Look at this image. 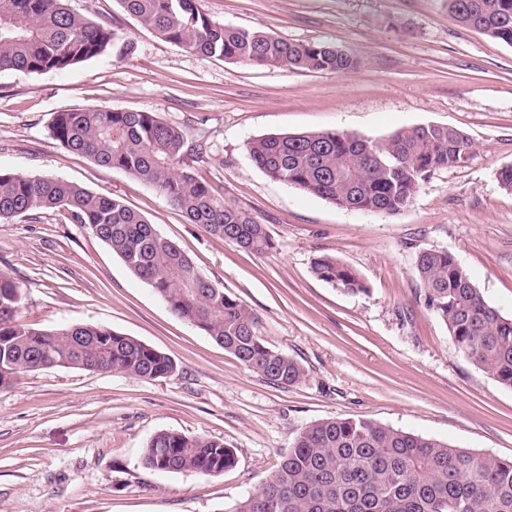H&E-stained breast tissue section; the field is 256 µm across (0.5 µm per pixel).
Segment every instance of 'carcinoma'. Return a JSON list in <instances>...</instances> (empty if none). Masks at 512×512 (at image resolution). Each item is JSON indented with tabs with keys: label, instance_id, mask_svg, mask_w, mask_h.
Segmentation results:
<instances>
[{
	"label": "carcinoma",
	"instance_id": "cac0c4a2",
	"mask_svg": "<svg viewBox=\"0 0 512 512\" xmlns=\"http://www.w3.org/2000/svg\"><path fill=\"white\" fill-rule=\"evenodd\" d=\"M125 13L161 40L202 58L250 66L346 73L350 54L323 43H294L262 27L213 21L198 0H117ZM459 22L512 45V0H448ZM107 51L134 53V42L108 20L74 12L68 0H0V72L43 74L70 69ZM50 136L106 169H119L155 188L191 224L255 252L273 251L264 225L224 202L221 186L182 168L186 137L152 112L106 108L55 113ZM471 149L459 129L417 125L373 140L354 133L267 134L248 143L251 161L268 177L336 206L395 216L421 182L457 167ZM59 209L107 244L171 312L196 326L270 384L302 382L305 370L267 346L259 317L203 276L174 242L121 200L64 179L0 169V219ZM427 307L448 327L458 352L512 390V318L483 297L468 270L445 250L415 256ZM312 274L344 293H365L359 274L319 256ZM16 283L0 277V388L29 371L65 367L117 372L145 380L177 366L139 339L91 324L40 329L20 320ZM149 468L213 476L235 464L223 443L203 435L162 431L147 443ZM225 512H512V458L476 453L366 419L312 422L258 491Z\"/></svg>",
	"mask_w": 512,
	"mask_h": 512
}]
</instances>
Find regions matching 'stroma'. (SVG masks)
Segmentation results:
<instances>
[{
	"mask_svg": "<svg viewBox=\"0 0 512 512\" xmlns=\"http://www.w3.org/2000/svg\"><path fill=\"white\" fill-rule=\"evenodd\" d=\"M135 43L65 71L0 73V168L63 178L122 200L175 242L200 273L260 319L267 345L305 369L281 388L171 313L150 286L64 212L0 220V275L42 329L104 325L177 365L168 378L49 368L0 388V512H224L258 490L298 430L370 419L466 451L512 458V390L456 350L414 271L445 250L486 301L512 317V46L461 25L448 0H198L212 20L265 27L297 43L354 54L345 74L204 59L157 38L117 0H69ZM151 112L187 138L184 168L264 224L258 254L210 235L153 187L104 169L49 135L54 113ZM463 131L461 166L435 172L394 216L349 211L267 177L251 140L336 129L372 139L416 125ZM353 268L366 292L317 280L314 258ZM162 431L204 435L236 454L223 474L147 468Z\"/></svg>",
	"mask_w": 512,
	"mask_h": 512,
	"instance_id": "35a3bbf8",
	"label": "stroma"
}]
</instances>
